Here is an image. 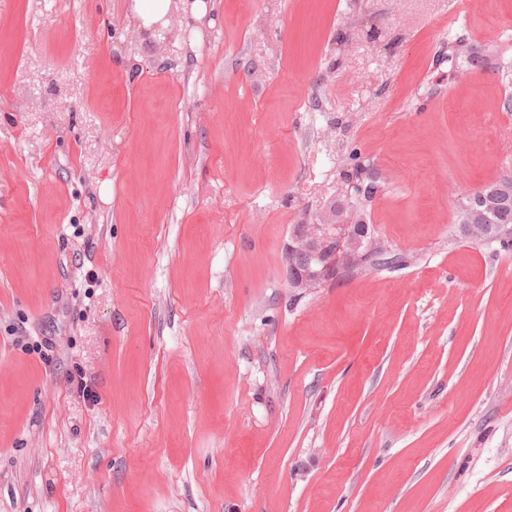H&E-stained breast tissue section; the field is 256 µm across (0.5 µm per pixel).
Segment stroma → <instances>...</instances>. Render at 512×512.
I'll return each instance as SVG.
<instances>
[{
  "label": "stroma",
  "mask_w": 512,
  "mask_h": 512,
  "mask_svg": "<svg viewBox=\"0 0 512 512\" xmlns=\"http://www.w3.org/2000/svg\"><path fill=\"white\" fill-rule=\"evenodd\" d=\"M193 2L0 0V512H512V0ZM358 164L396 263L289 288ZM169 0H133V9L144 25L160 21L167 13ZM511 204L512 183L508 180L494 184L493 187L480 192L477 196L469 195L467 202H461L457 209V224L473 226L486 224V226L477 231L472 229L471 231L467 230L466 233L460 232L475 243L499 240L503 244H512L510 229L506 230L508 233L504 231L505 227H512V210L499 217L495 222L488 224L499 210L509 209ZM497 224L507 225L497 226Z\"/></svg>",
  "instance_id": "obj_1"
}]
</instances>
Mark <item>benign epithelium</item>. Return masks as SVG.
Segmentation results:
<instances>
[{
  "mask_svg": "<svg viewBox=\"0 0 512 512\" xmlns=\"http://www.w3.org/2000/svg\"><path fill=\"white\" fill-rule=\"evenodd\" d=\"M512 207V182L500 181L493 187L468 197L457 209V223L460 225L487 224L500 210ZM359 223L357 214L346 203H339L322 212L314 224H304L293 229L285 250L290 257L308 258L305 270L293 267L299 275L298 286L304 287L320 281L322 270L311 269L322 254H330L328 266L347 268L358 261V249L366 246L369 251H383L386 246L372 237L367 242L360 238L348 239V228Z\"/></svg>",
  "mask_w": 512,
  "mask_h": 512,
  "instance_id": "7a95c632",
  "label": "benign epithelium"
}]
</instances>
